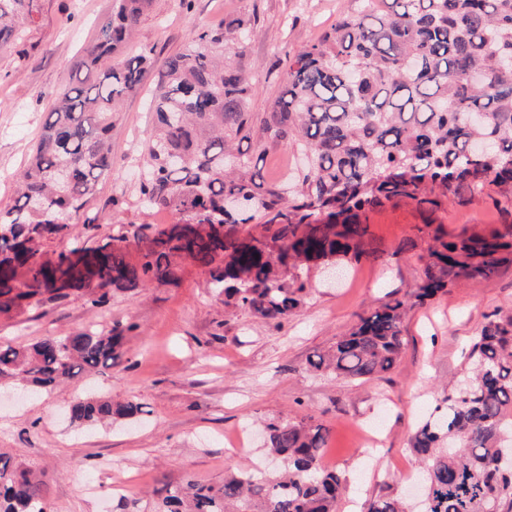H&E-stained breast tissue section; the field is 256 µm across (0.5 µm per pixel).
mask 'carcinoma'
<instances>
[{"label":"carcinoma","mask_w":512,"mask_h":512,"mask_svg":"<svg viewBox=\"0 0 512 512\" xmlns=\"http://www.w3.org/2000/svg\"><path fill=\"white\" fill-rule=\"evenodd\" d=\"M152 0H112L103 24L56 97L27 164L18 197L0 211V318L77 292L103 307L114 291L174 284L182 264L208 270L224 306L283 320L304 304V271L325 258L358 262L376 254L368 213L410 200L435 212L451 200L494 192L512 201V0H360L315 42L285 57L288 79L269 111H245L253 83L224 50L238 54L255 18L236 15L196 32L161 64L151 54L117 59ZM34 23L33 0H0V52ZM141 202L178 219L164 231L100 244L74 236L70 217L94 197L112 167V112L139 92L152 67ZM301 151L298 180L266 184L260 162L272 146ZM263 221L264 234L239 224ZM209 228H204V225ZM428 228L423 283L382 303L310 361L346 379L391 370L412 309L465 279L489 281L512 265V225L487 234ZM122 331L95 327L0 345V382L36 393L92 373L123 354ZM464 386L448 391L436 416L410 439L421 464L423 512H512V315L493 312L471 340ZM144 413L109 395L74 401L77 426ZM268 450L280 473L228 468L224 483L189 478L165 486L157 512H338L345 476L319 464L328 432L309 420H272ZM45 481L0 453V512H50ZM367 512H406L386 494Z\"/></svg>","instance_id":"1"}]
</instances>
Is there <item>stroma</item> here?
Wrapping results in <instances>:
<instances>
[{"mask_svg": "<svg viewBox=\"0 0 512 512\" xmlns=\"http://www.w3.org/2000/svg\"><path fill=\"white\" fill-rule=\"evenodd\" d=\"M352 0H152L126 56L152 51L162 59L180 51L198 26L219 27L225 17L248 13L256 33L240 63L258 75L246 109L268 111L286 83L285 56L316 40ZM35 21L18 51L0 54V210L15 200V176L24 167L57 93L73 64L111 14V0H34ZM149 75L137 95L112 117V168L100 183L88 215L97 242L159 230L172 214L158 215L139 200L135 160L152 114L156 86ZM377 253L329 286L318 270L308 274L299 315L255 318L225 307L208 287V275L185 263L177 283L113 292L107 310L90 308L81 294L0 321V342L29 344L92 324L125 331L119 365L79 375L21 401L14 387L0 389V452L47 482L54 512H150L163 484L186 477L205 484L224 480L227 464L266 462L263 427L272 419L311 417L329 434L328 466L347 479L339 512H365L369 500L407 488L397 469L419 466L409 451L416 428L445 389L463 379L466 348L487 314L512 313V266L486 283L459 281L404 322L405 349L388 372L369 379L338 378L308 361L382 302L415 288L428 237L425 223L449 232L482 233L512 224V203L482 196L426 213L390 203L368 217ZM145 405L144 414L92 428L70 424L65 411L88 388ZM375 428L377 447L363 445Z\"/></svg>", "mask_w": 512, "mask_h": 512, "instance_id": "1", "label": "stroma"}]
</instances>
